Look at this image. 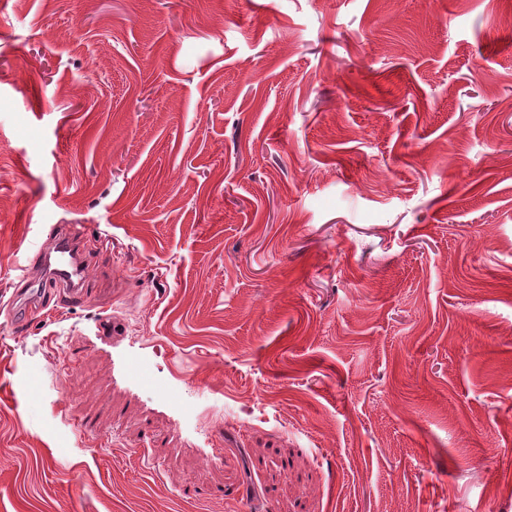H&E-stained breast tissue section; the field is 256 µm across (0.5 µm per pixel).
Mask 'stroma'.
Listing matches in <instances>:
<instances>
[{
	"label": "stroma",
	"mask_w": 512,
	"mask_h": 512,
	"mask_svg": "<svg viewBox=\"0 0 512 512\" xmlns=\"http://www.w3.org/2000/svg\"><path fill=\"white\" fill-rule=\"evenodd\" d=\"M511 15L0 0V512H512ZM48 239L50 246L40 247L17 277L13 303L17 305L21 324L26 314H31L30 306L39 298L41 287L62 288L71 301L80 300L87 289L89 260L81 239L63 224L53 226ZM36 285L38 288H34Z\"/></svg>",
	"instance_id": "stroma-1"
}]
</instances>
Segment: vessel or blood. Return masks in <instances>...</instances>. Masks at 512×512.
I'll list each match as a JSON object with an SVG mask.
<instances>
[{"instance_id": "obj_1", "label": "vessel or blood", "mask_w": 512, "mask_h": 512, "mask_svg": "<svg viewBox=\"0 0 512 512\" xmlns=\"http://www.w3.org/2000/svg\"><path fill=\"white\" fill-rule=\"evenodd\" d=\"M49 246L39 248L23 267L13 303L20 314H27L44 286L62 289L69 299H81L87 284V252L81 239L68 226L56 225L49 231Z\"/></svg>"}]
</instances>
